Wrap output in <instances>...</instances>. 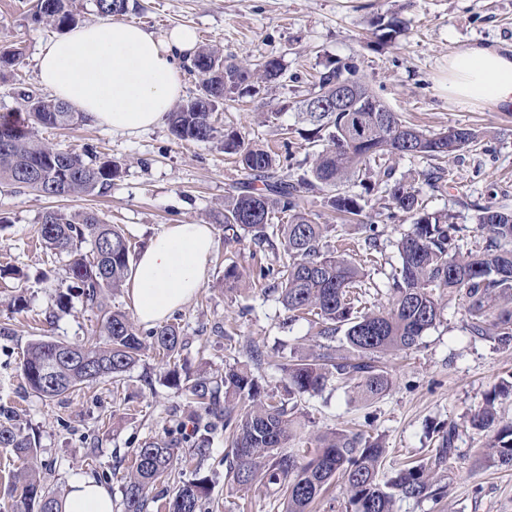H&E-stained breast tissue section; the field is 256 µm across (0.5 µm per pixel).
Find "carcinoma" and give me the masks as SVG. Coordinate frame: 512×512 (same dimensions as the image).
<instances>
[{
    "label": "carcinoma",
    "instance_id": "1",
    "mask_svg": "<svg viewBox=\"0 0 512 512\" xmlns=\"http://www.w3.org/2000/svg\"><path fill=\"white\" fill-rule=\"evenodd\" d=\"M128 6L129 0H95L97 12L105 18L125 14ZM38 18L55 27L78 24L68 0H40ZM193 69L202 76L201 83L169 113L171 132L182 141L217 140L224 153L236 158L246 178L224 198V231L232 232L234 242L249 235L258 247L272 235L280 237L279 264L259 267L256 278L278 292L288 319L312 316L322 343L320 352L300 354L281 365L286 400L261 394L246 363L224 370L220 378L202 370L184 383L176 370H169L165 379L194 406L192 447H206L210 434L222 428L227 443L225 479L244 489L265 488L281 501L283 512H316L315 505L337 477L345 483V512H395L398 499L421 501L443 495L444 487L435 484L434 476L457 455L453 426L427 459L388 474L382 468L381 441L362 432L315 433L309 436L312 450L284 445L297 435L289 401L322 391L332 378L350 386L363 403L385 396L392 379L376 357L417 346L440 320L445 296L467 300L472 335L512 343V212L476 205L479 215L473 232L486 235V240L463 252L456 216L429 210L418 187L421 182L433 189L444 182L448 170L443 163L459 151L476 148L479 133L450 127L427 134L371 94L355 64L329 61L308 94L297 101L298 123L310 127L311 144L321 142L323 148L311 160H303L309 167L295 175L293 155L282 159L235 131L220 130L214 120L231 94L242 88L257 93L261 85L278 81L284 74L281 58L267 55L251 68L224 60L220 47L203 44ZM346 83L360 90L362 100L349 112L324 108L336 98V88ZM22 100L23 112L0 115V186L27 188L52 198L107 192L120 174L116 162L52 148L35 135L39 127L82 122L83 113L33 92L23 93ZM404 157L422 159L427 167L415 179L394 181L392 161ZM356 186L382 201L387 217L401 213L412 224L397 244L400 266L389 282V307L378 311L359 309L366 295L364 264L345 259L327 244L338 226L308 218L307 204L314 192L325 193L324 203L343 217L363 215L361 196L349 192ZM282 215L287 222L274 223ZM364 232V251L371 256L379 239L377 225L365 223ZM39 235L64 262L70 281L67 291L57 295V311L46 320L68 310L75 295L103 317L98 338L87 343L50 338L30 343L21 375L33 393L54 399L103 378L117 383L148 347L166 358L179 353L184 339L177 326H159L142 338L124 313L108 307L109 296L120 291L133 273L131 245L121 227L92 212L51 211L43 216ZM340 331L346 355L336 354L333 346ZM511 393L512 382L495 387L470 418L473 428L492 430L486 458L495 466L512 467V424L495 427V400ZM16 417L13 409L0 407V447L27 460V466L13 474L26 512H62L60 498L33 463L36 439L17 428ZM175 448V441L162 438L138 445L126 477L123 512H148L152 503L164 512H204L209 494L204 478L182 483L168 498L152 494L155 484L172 472Z\"/></svg>",
    "mask_w": 512,
    "mask_h": 512
}]
</instances>
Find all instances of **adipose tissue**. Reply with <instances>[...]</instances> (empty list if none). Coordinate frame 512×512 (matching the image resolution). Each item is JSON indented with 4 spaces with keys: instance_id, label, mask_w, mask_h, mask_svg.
<instances>
[{
    "instance_id": "obj_1",
    "label": "adipose tissue",
    "mask_w": 512,
    "mask_h": 512,
    "mask_svg": "<svg viewBox=\"0 0 512 512\" xmlns=\"http://www.w3.org/2000/svg\"><path fill=\"white\" fill-rule=\"evenodd\" d=\"M196 41L188 27L158 36L133 23L79 25L41 46L39 80L53 97L99 125L133 134L159 125L180 99L178 65L192 59ZM448 94L463 103L512 107V49L472 45L452 55ZM214 244L207 224H170L152 239L129 282L141 324L164 321L194 297ZM62 508L114 512L110 491L91 477L69 483Z\"/></svg>"
}]
</instances>
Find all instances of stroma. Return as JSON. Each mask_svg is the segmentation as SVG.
I'll return each mask as SVG.
<instances>
[{
	"mask_svg": "<svg viewBox=\"0 0 512 512\" xmlns=\"http://www.w3.org/2000/svg\"><path fill=\"white\" fill-rule=\"evenodd\" d=\"M35 5L36 0H0V47L22 52L16 65L0 70V114L22 111L21 91L42 89L35 56L58 31L34 21ZM386 12L399 13L407 29L380 44L375 22ZM124 19L158 35L176 26L192 28L199 43L221 47L230 62L281 57L285 75L279 84L265 94L236 97L215 119L219 128L237 130L281 154L294 152L300 160L305 150L296 132V101L307 94L312 74L326 59L353 62L371 92L420 129L479 131L480 148L449 157L451 181L425 191L429 209L452 211L470 228L477 224L475 204L512 210V110L485 102L463 106L448 95L449 56L475 43L512 48V0H136ZM36 136L53 148L112 158L122 173L103 195L48 198L27 189H0V266L26 275L22 282L0 279V324L11 330L0 335V406L17 409L24 431L38 436V465L52 489L65 493L71 480L89 475L110 489L118 506L138 444L168 435L179 440L180 452L188 451L190 410L164 379V363L152 351L117 387L107 378L53 400L26 388L20 366L34 338L45 334L82 343L101 324L100 312L77 297L54 323H46V313L66 288V272L39 242L44 214L95 213L120 225L137 254L166 225H212L215 247L207 277L170 317L186 338L176 359L180 378L202 367L223 372L245 361L244 348L252 343L264 353L252 369L261 391L279 395L285 384L280 357L317 348L319 339L307 320L289 321L276 294L251 280L259 266L276 263L281 247L226 241L223 225L216 223L225 195L244 178L220 142L178 141L165 123L122 134L84 121L41 127ZM380 228L379 250L366 267L374 289L367 306L373 310L389 303L388 276L399 265L397 243L411 225L396 218L381 221ZM231 264L243 280L228 291L224 269ZM18 294L19 305L13 301ZM466 307L464 300L453 299L417 347L381 357L393 380L383 398L366 404L331 382L321 393L297 400L305 433L361 429L383 443L388 469L411 456H428L442 432L456 427L458 456L436 476L445 488L442 497L401 500L396 512H512V467L487 462L483 450L490 434L469 423L485 395L512 374V345L472 336ZM225 449L223 432H215L193 465L174 464L156 493L169 494L179 483L204 477L210 512H281L274 497L228 484Z\"/></svg>",
	"mask_w": 512,
	"mask_h": 512,
	"instance_id": "35a3bbf8",
	"label": "stroma"
}]
</instances>
